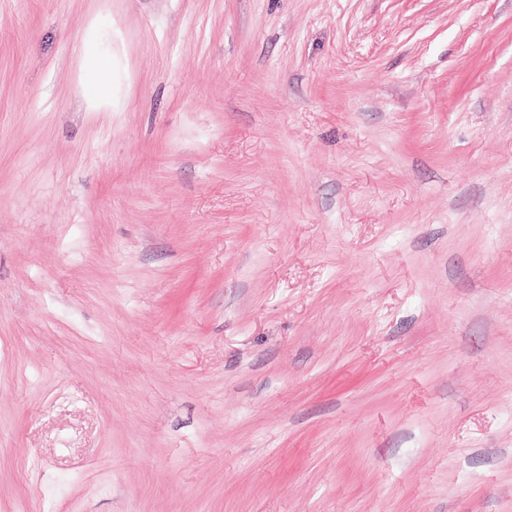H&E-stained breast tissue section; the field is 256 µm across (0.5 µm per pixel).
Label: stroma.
<instances>
[{
    "label": "stroma",
    "mask_w": 512,
    "mask_h": 512,
    "mask_svg": "<svg viewBox=\"0 0 512 512\" xmlns=\"http://www.w3.org/2000/svg\"><path fill=\"white\" fill-rule=\"evenodd\" d=\"M0 512H512V0H0Z\"/></svg>",
    "instance_id": "obj_1"
}]
</instances>
